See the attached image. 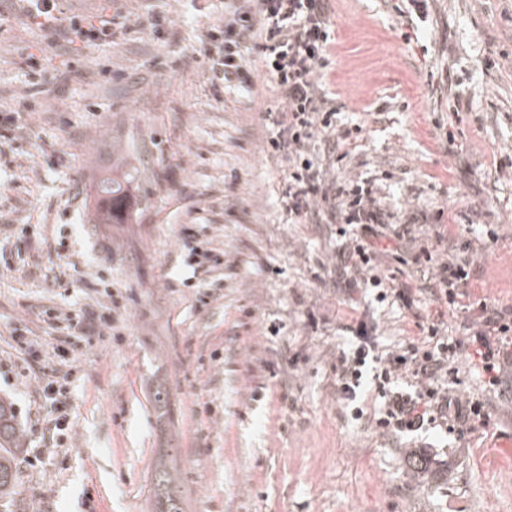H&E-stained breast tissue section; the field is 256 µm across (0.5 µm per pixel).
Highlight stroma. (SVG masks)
Returning a JSON list of instances; mask_svg holds the SVG:
<instances>
[{"instance_id": "1", "label": "stroma", "mask_w": 512, "mask_h": 512, "mask_svg": "<svg viewBox=\"0 0 512 512\" xmlns=\"http://www.w3.org/2000/svg\"><path fill=\"white\" fill-rule=\"evenodd\" d=\"M224 2L61 0L63 22L115 21L111 42L88 46L0 0V113L22 117L0 131V397L23 433L13 512H154L163 457L182 512H512V387L489 386L478 359L461 360L458 389L489 417L461 435L385 434L378 400L357 420L336 394L342 320L391 349L422 345L420 324L460 337L480 303L512 306V0H430L410 25L401 0L331 2L326 89L362 133L343 160L317 161L330 184L378 179L391 222L413 221L400 259L382 260L408 307L347 298L336 225L289 223L288 161L261 119L270 83L226 88L203 54ZM112 176L124 217L92 223L89 186ZM464 240L469 281L449 306L412 258L455 261ZM205 245L224 253V286L203 304L181 259ZM91 308L115 333L45 321ZM43 374L65 409L36 392Z\"/></svg>"}]
</instances>
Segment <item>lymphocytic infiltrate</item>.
<instances>
[{
  "label": "lymphocytic infiltrate",
  "mask_w": 512,
  "mask_h": 512,
  "mask_svg": "<svg viewBox=\"0 0 512 512\" xmlns=\"http://www.w3.org/2000/svg\"><path fill=\"white\" fill-rule=\"evenodd\" d=\"M330 0H228L224 28L205 47L216 78L229 88L253 90L257 81L269 80L279 104L262 112L271 135V152L288 161V187L284 207L289 220L301 224L317 217L324 202L344 241L336 254V268L343 286L354 293L374 289L378 300L394 297L410 305L407 289L395 277L378 274L377 256L382 239L402 244L410 238L412 224L388 222L375 198V185L367 179L345 180L335 187L325 184L319 165L310 155L313 139L340 147L352 130L338 131L340 113L325 89L333 44ZM419 266L436 265L438 297L455 305L466 288V265L434 264L428 249L413 259ZM344 335L356 344L343 355L336 375V390L345 401L359 392H376L383 404L378 424L397 436L425 430L439 421L450 422L464 433L487 415L483 404L455 396L447 382L456 378L459 360L480 357L489 385L501 382L505 364H512V349L505 344L512 335V311L482 306L478 320L466 326L464 337L444 336L438 324L423 326L426 348L406 344L379 356L365 322L342 325Z\"/></svg>",
  "instance_id": "1"
}]
</instances>
